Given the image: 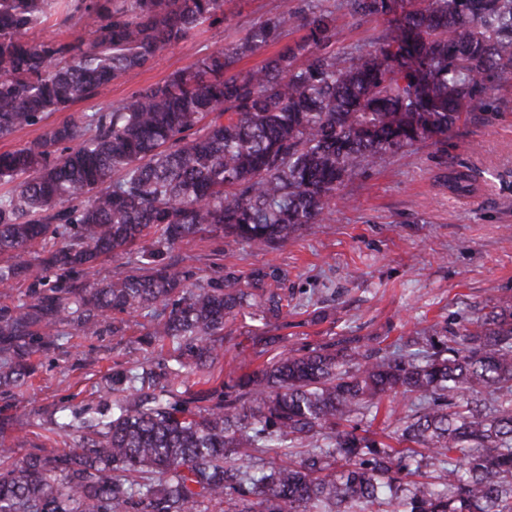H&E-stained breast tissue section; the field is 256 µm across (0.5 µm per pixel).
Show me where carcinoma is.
Listing matches in <instances>:
<instances>
[{
    "instance_id": "1",
    "label": "carcinoma",
    "mask_w": 512,
    "mask_h": 512,
    "mask_svg": "<svg viewBox=\"0 0 512 512\" xmlns=\"http://www.w3.org/2000/svg\"><path fill=\"white\" fill-rule=\"evenodd\" d=\"M227 0H67L88 38L36 40L55 0H0V393L37 351L142 329L167 357L112 368L98 403L52 421L66 450L0 442V512H512V297L361 350L290 349L217 381L224 330L290 306L275 266L211 276L173 255L208 234L258 250L322 220L346 178L512 85V0H416L369 49L336 53L335 10L299 0L116 105L52 122L206 28ZM356 18L391 0H345ZM299 28L253 70L240 61ZM442 186L476 191L451 169ZM139 260L93 288L102 257ZM406 410L373 429L385 400Z\"/></svg>"
}]
</instances>
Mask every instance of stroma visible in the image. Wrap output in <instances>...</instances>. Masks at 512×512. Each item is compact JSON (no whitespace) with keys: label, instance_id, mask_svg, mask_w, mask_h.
Here are the masks:
<instances>
[{"label":"stroma","instance_id":"obj_1","mask_svg":"<svg viewBox=\"0 0 512 512\" xmlns=\"http://www.w3.org/2000/svg\"><path fill=\"white\" fill-rule=\"evenodd\" d=\"M337 7L340 55L368 49L379 32L399 19L408 0H395L390 15L359 20ZM283 0H227L223 25L164 52L69 115L106 108L131 93L164 81L190 65L199 52L228 45L251 22L281 9ZM470 170L478 189L456 196L442 187V170ZM176 255L204 270L246 276L274 265L284 271L294 295L286 319L270 321L255 335L250 319L236 320L224 342L223 379L241 375L242 361L269 362L284 350L359 337L373 347L393 343L444 319L512 295V86L497 94L489 111L472 112L448 138H434L389 153L359 170L341 187L324 219L268 251L198 236L179 243ZM138 329L123 336L73 337L40 351L32 387L0 396L5 437L19 454L33 447L59 448L48 417L95 404L94 390L112 367L142 357Z\"/></svg>","mask_w":512,"mask_h":512}]
</instances>
